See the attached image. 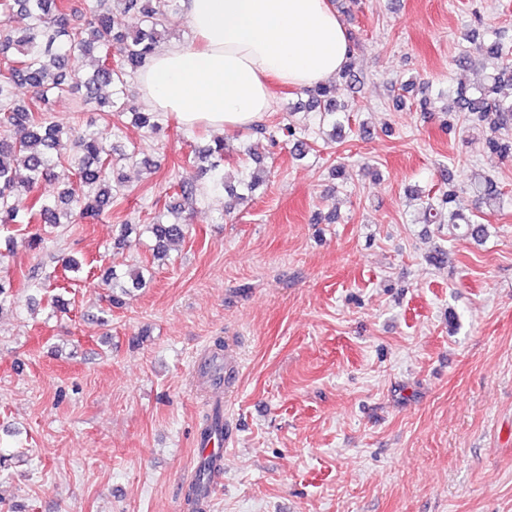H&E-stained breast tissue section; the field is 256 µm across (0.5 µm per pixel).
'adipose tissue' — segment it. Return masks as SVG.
<instances>
[{
    "label": "adipose tissue",
    "mask_w": 512,
    "mask_h": 512,
    "mask_svg": "<svg viewBox=\"0 0 512 512\" xmlns=\"http://www.w3.org/2000/svg\"><path fill=\"white\" fill-rule=\"evenodd\" d=\"M181 2L191 41L158 49L137 85L149 109L186 127H253L272 109L270 81L312 87L351 53L330 0Z\"/></svg>",
    "instance_id": "obj_1"
}]
</instances>
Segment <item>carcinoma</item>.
I'll return each mask as SVG.
<instances>
[{
	"label": "carcinoma",
	"instance_id": "1",
	"mask_svg": "<svg viewBox=\"0 0 512 512\" xmlns=\"http://www.w3.org/2000/svg\"><path fill=\"white\" fill-rule=\"evenodd\" d=\"M140 10V25L129 32L118 29L113 11L121 8ZM180 8L179 0H90L79 7L69 0H0V226L9 224H95L106 207L119 198L125 187L124 165H152L151 159L139 157L133 149H116L108 144L107 129L92 125L78 133L64 130L44 118V105L50 99L82 91L84 101H96L112 112V127L124 115L123 96L127 76L138 72L158 49L163 39L160 21L170 11ZM27 21L23 29H14V19ZM466 40L476 45L483 60L496 61L493 71L468 87H460L448 104V112L472 124L488 125L490 134L485 148L502 159L512 160V45L499 31L470 29ZM91 60V71L83 72L75 61ZM28 85L34 93L28 102L12 98L11 88ZM112 101H102L104 90ZM307 103L302 108L320 113V121L342 131L349 119L338 111L336 83L319 85L305 91ZM130 122L140 129L155 130L159 117L154 112H130ZM293 142V154L305 157L310 146L298 135L293 124L281 127ZM66 162L74 170V181L53 200L32 197L39 182L53 167ZM190 168L210 175V189L223 191L236 201L244 195L228 185L224 172V137H214L212 144L188 156ZM25 174H20V171ZM466 188L472 193L476 209H492L501 203V191L490 176L470 178ZM456 189H448L438 204L427 203L425 222L432 223L434 210H448V223L464 228L466 236L480 241L487 235L486 225L451 209ZM200 195L191 178L173 186L172 200L166 213L143 225L152 241V257L162 261L169 248L189 232L181 217L186 206ZM144 268L128 272L131 285L112 269L103 278L108 288V302L113 308L126 304L131 290L146 286Z\"/></svg>",
	"mask_w": 512,
	"mask_h": 512
}]
</instances>
